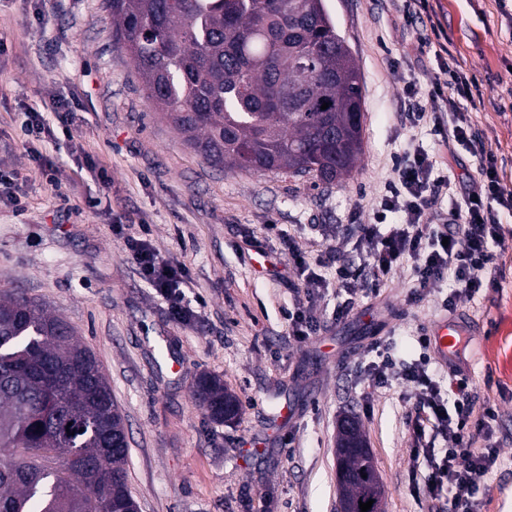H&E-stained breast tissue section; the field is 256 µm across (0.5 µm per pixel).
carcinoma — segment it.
I'll list each match as a JSON object with an SVG mask.
<instances>
[{
  "mask_svg": "<svg viewBox=\"0 0 512 512\" xmlns=\"http://www.w3.org/2000/svg\"><path fill=\"white\" fill-rule=\"evenodd\" d=\"M114 41L154 110L207 161L329 186L363 151L362 83L323 0H104ZM329 107L321 109L323 103ZM219 421L239 401L214 376ZM123 416L74 327L23 293L0 295V512H128ZM354 504L379 494L353 454Z\"/></svg>",
  "mask_w": 512,
  "mask_h": 512,
  "instance_id": "carcinoma-1",
  "label": "carcinoma"
}]
</instances>
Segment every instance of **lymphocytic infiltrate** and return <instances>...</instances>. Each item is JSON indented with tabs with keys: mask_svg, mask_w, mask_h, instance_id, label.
<instances>
[{
	"mask_svg": "<svg viewBox=\"0 0 512 512\" xmlns=\"http://www.w3.org/2000/svg\"><path fill=\"white\" fill-rule=\"evenodd\" d=\"M440 78L429 89H410L407 119L415 131L433 128L445 144L472 146L480 159V178L460 192L447 217L432 218L435 200L447 195L451 181L443 172L436 154L411 139L403 157L395 160L373 212V223L356 225L359 264L336 263L334 255L310 262L292 238L280 243L287 264L302 287L304 302L288 314L292 333L304 339L316 332L318 319L308 302L314 290L325 287L328 278L323 268L334 267L339 291L346 295L336 308V321L345 320L358 297L379 294L398 270L411 268L413 284L410 301L423 299L438 282L452 280L453 287L444 299L446 310H455L460 297L476 299L487 288L497 285L494 248L503 241L500 210L512 211V190L501 182L492 150L482 147L479 132L469 113L463 112L461 100L472 97L471 84L464 77L456 59L441 61ZM450 77L456 94L445 97L443 77ZM441 100L443 121L429 123L424 98ZM124 250L138 268L141 279L156 295L168 303L174 320H190L193 311L183 301L188 284L184 265L160 260L145 234L128 233L126 225L112 227ZM378 360L371 365V376L379 387L399 385L413 400L407 419L419 444L411 450V474L422 477L424 491L448 492V512H484L481 480L499 462L501 450L488 444L496 407L484 403L475 409L476 392L469 378H451L447 388L438 382L423 363H399L384 342H375ZM436 431L448 443L434 451L421 446L427 431Z\"/></svg>",
	"mask_w": 512,
	"mask_h": 512,
	"instance_id": "1",
	"label": "lymphocytic infiltrate"
}]
</instances>
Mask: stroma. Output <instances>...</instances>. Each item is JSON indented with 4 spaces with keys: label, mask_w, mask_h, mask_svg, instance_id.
Wrapping results in <instances>:
<instances>
[{
    "label": "stroma",
    "mask_w": 512,
    "mask_h": 512,
    "mask_svg": "<svg viewBox=\"0 0 512 512\" xmlns=\"http://www.w3.org/2000/svg\"><path fill=\"white\" fill-rule=\"evenodd\" d=\"M362 75L363 153L325 189L278 173L217 170L150 108L144 84L112 38L103 0H40L36 26L23 0H0V170L17 174L27 211L0 200V294L26 293L70 322L95 354L128 434L129 488L139 512H338L336 432L360 420L383 487V512H446L448 495L408 486L409 398L377 387L365 366L383 339L417 360L420 334L443 314L449 283L412 302L409 272L335 324V286L315 298L321 329L288 332L296 302L278 239L251 244L261 225L294 234L310 257L335 247L358 261L349 214L366 205L407 148L408 83L430 84L448 50L473 84L463 101L512 188V0H429L427 25H403L383 0H324ZM73 107L71 138L42 142L58 185L32 171L16 135L19 113L51 97ZM444 155L448 176L477 173L465 147ZM103 166L101 182L87 160ZM508 265L499 288L454 312L464 324L457 365L498 409L501 462L482 482L487 512H512V213L500 210ZM144 224L159 253L184 264L195 310L174 321L140 278L111 224ZM238 396L237 418L218 422L195 401L200 375Z\"/></svg>",
    "instance_id": "stroma-1"
}]
</instances>
